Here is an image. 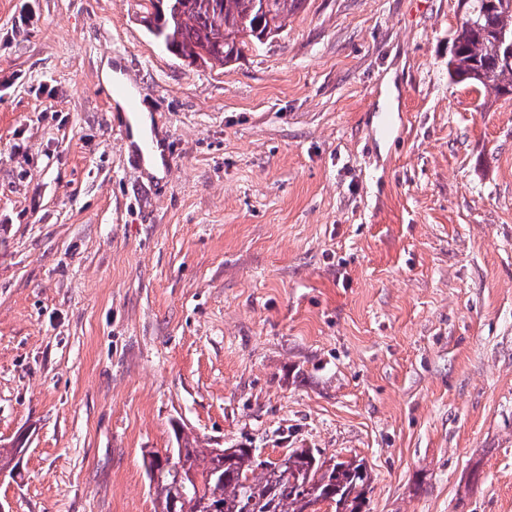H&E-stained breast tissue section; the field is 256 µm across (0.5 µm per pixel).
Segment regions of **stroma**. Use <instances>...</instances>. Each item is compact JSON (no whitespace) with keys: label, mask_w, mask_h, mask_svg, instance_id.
I'll use <instances>...</instances> for the list:
<instances>
[{"label":"stroma","mask_w":512,"mask_h":512,"mask_svg":"<svg viewBox=\"0 0 512 512\" xmlns=\"http://www.w3.org/2000/svg\"><path fill=\"white\" fill-rule=\"evenodd\" d=\"M144 14L0 0V504L155 512L181 426L362 459L367 512H512V98L449 76L459 0H306L222 68ZM138 112L142 114L129 118V144L139 142V144L135 146V150H131L132 159L136 162L141 172H148L152 175L160 176L162 173L161 150L159 149L153 157L147 159L146 164L144 160V157L152 156L158 146L156 134L152 130L150 131V118L147 114L149 111L145 107H141ZM145 131H150V133H145L140 138L141 134Z\"/></svg>","instance_id":"1"}]
</instances>
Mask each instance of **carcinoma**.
Returning <instances> with one entry per match:
<instances>
[{"mask_svg": "<svg viewBox=\"0 0 512 512\" xmlns=\"http://www.w3.org/2000/svg\"><path fill=\"white\" fill-rule=\"evenodd\" d=\"M152 33L174 55L189 59L203 51L207 63L226 66L244 56L254 41L278 35L288 14L305 0H147ZM476 24L452 40L448 71L459 81L501 98L512 94V61L504 42L512 40V5L468 0ZM177 448L193 477L161 468L151 458L148 472L159 512H365L373 478L357 459L327 458L314 448H290L283 459L261 460L254 448L220 455L198 439L174 430Z\"/></svg>", "mask_w": 512, "mask_h": 512, "instance_id": "1", "label": "carcinoma"}]
</instances>
